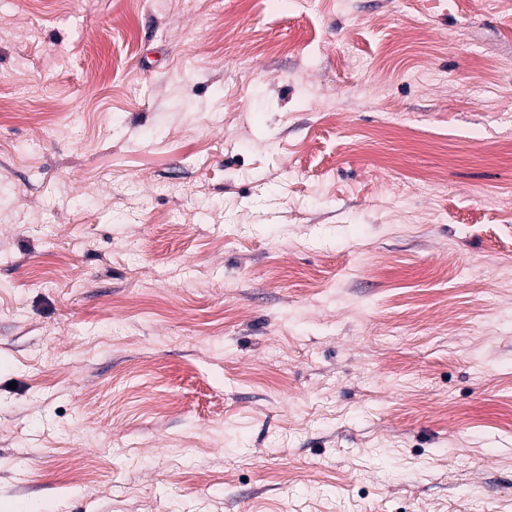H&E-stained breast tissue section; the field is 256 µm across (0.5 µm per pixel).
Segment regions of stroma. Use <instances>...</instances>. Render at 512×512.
<instances>
[{
  "mask_svg": "<svg viewBox=\"0 0 512 512\" xmlns=\"http://www.w3.org/2000/svg\"><path fill=\"white\" fill-rule=\"evenodd\" d=\"M0 512H512V0H0Z\"/></svg>",
  "mask_w": 512,
  "mask_h": 512,
  "instance_id": "35a3bbf8",
  "label": "stroma"
}]
</instances>
